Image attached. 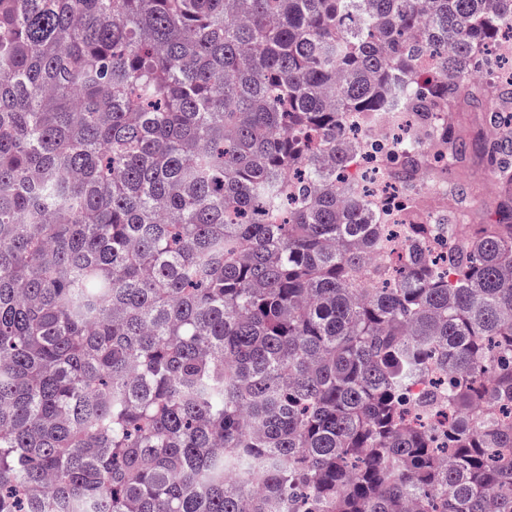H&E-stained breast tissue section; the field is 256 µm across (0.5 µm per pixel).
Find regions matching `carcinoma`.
Segmentation results:
<instances>
[{
    "instance_id": "obj_1",
    "label": "carcinoma",
    "mask_w": 512,
    "mask_h": 512,
    "mask_svg": "<svg viewBox=\"0 0 512 512\" xmlns=\"http://www.w3.org/2000/svg\"><path fill=\"white\" fill-rule=\"evenodd\" d=\"M506 31L512 0H0V512H512V224L436 261L410 198L408 262L369 263L348 126L439 116L403 186L457 159Z\"/></svg>"
}]
</instances>
